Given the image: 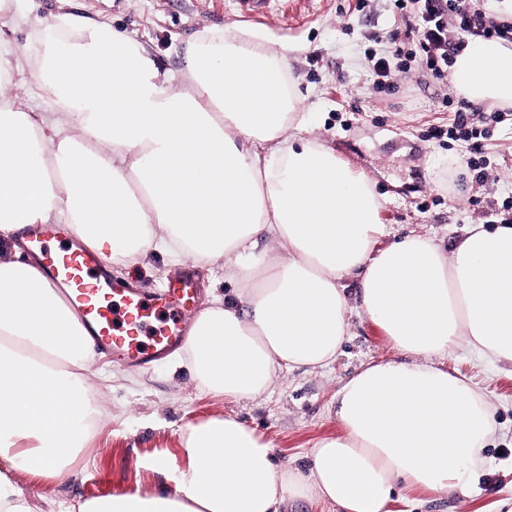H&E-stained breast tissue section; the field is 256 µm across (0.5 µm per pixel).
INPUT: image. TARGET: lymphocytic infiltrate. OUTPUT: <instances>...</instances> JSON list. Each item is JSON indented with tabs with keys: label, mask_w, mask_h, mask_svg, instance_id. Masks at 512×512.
<instances>
[{
	"label": "lymphocytic infiltrate",
	"mask_w": 512,
	"mask_h": 512,
	"mask_svg": "<svg viewBox=\"0 0 512 512\" xmlns=\"http://www.w3.org/2000/svg\"><path fill=\"white\" fill-rule=\"evenodd\" d=\"M400 22L392 34L396 49L380 47L368 60L378 88H391L395 73L417 67L437 79L450 75L457 54L478 39L512 42V21L473 6L471 0H394Z\"/></svg>",
	"instance_id": "lymphocytic-infiltrate-1"
}]
</instances>
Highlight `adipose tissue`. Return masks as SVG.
Masks as SVG:
<instances>
[{"label":"adipose tissue","instance_id":"obj_1","mask_svg":"<svg viewBox=\"0 0 512 512\" xmlns=\"http://www.w3.org/2000/svg\"><path fill=\"white\" fill-rule=\"evenodd\" d=\"M27 20L0 0V458L65 479L101 421L89 395V336L39 262L22 259L31 224H64L109 260L222 263L234 291L193 318L176 367L239 404L274 376L332 363L358 309L404 355L336 391L339 433L305 467L227 413L180 429L181 458L152 466L172 492L129 491L79 512H285L316 499L336 512H395L414 496L470 492L494 409L445 360L458 347L512 364V225H470L445 247L409 233L379 246L371 180L306 135L288 64L210 35L183 76L112 25L58 9L42 49L7 34ZM460 97L512 108V44L467 46L451 65ZM48 87L51 112L8 96ZM271 251L258 252V238ZM358 280L348 293L347 278Z\"/></svg>","mask_w":512,"mask_h":512}]
</instances>
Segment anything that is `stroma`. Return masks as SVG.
<instances>
[{
  "mask_svg": "<svg viewBox=\"0 0 512 512\" xmlns=\"http://www.w3.org/2000/svg\"><path fill=\"white\" fill-rule=\"evenodd\" d=\"M356 0H271L261 20L238 16L233 0H68L69 10L119 27L144 45L157 65L181 72L192 44L207 33H224L267 50L291 46V75L304 97L311 137L363 171L383 199L381 244L410 232L445 245L472 224L512 220V123L488 120L487 104H471L483 130L488 180L465 173L466 145L433 139L431 128H450L460 99L452 86L413 69L398 75L399 93L383 97L373 84L366 54L375 38L397 25L393 0H372L360 12ZM113 277L147 293L180 273L165 256L129 266L110 264ZM387 336L363 314L350 316V334L328 367L280 374L256 400L232 407L204 391L187 369L163 359L139 369L96 359L91 395L105 417L73 464L67 482L29 473L21 461L0 459L41 512L141 490L170 487L149 460L180 452L179 429L233 410L263 433L281 461L303 465L313 445L336 434L334 398L340 384L362 365L402 360ZM495 408L497 428L477 487L467 495L407 504V512H512V366L492 365L469 350L447 359Z\"/></svg>",
  "mask_w": 512,
  "mask_h": 512,
  "instance_id": "obj_1",
  "label": "stroma"
}]
</instances>
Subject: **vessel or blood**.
Returning <instances> with one entry per match:
<instances>
[{"label": "vessel or blood", "instance_id": "vessel-or-blood-1", "mask_svg": "<svg viewBox=\"0 0 512 512\" xmlns=\"http://www.w3.org/2000/svg\"><path fill=\"white\" fill-rule=\"evenodd\" d=\"M63 236L56 224H33L25 234L47 276L65 288L68 304L97 348L146 368L182 345L188 329L181 312L192 299L190 277L172 282L164 293L147 295L113 279L97 251L64 244Z\"/></svg>", "mask_w": 512, "mask_h": 512}]
</instances>
